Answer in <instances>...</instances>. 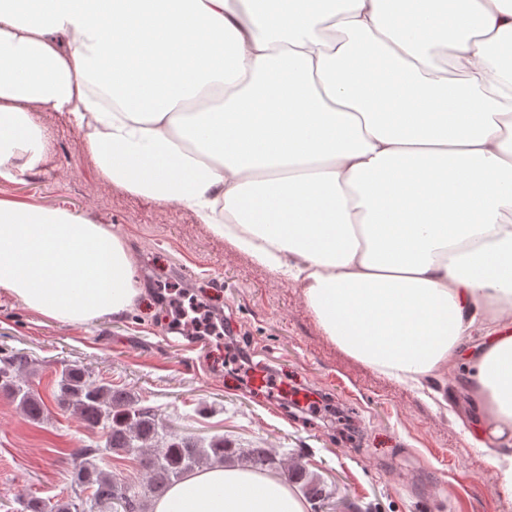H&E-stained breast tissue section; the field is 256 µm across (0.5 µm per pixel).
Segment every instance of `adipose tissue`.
<instances>
[{
    "label": "adipose tissue",
    "instance_id": "obj_1",
    "mask_svg": "<svg viewBox=\"0 0 512 512\" xmlns=\"http://www.w3.org/2000/svg\"><path fill=\"white\" fill-rule=\"evenodd\" d=\"M512 0H0V179L60 112L102 178L176 201L293 279L324 332L403 382L463 364L512 447ZM0 292L60 323L141 293L105 225L0 201ZM480 332L479 345L463 337ZM153 512H307L217 465Z\"/></svg>",
    "mask_w": 512,
    "mask_h": 512
}]
</instances>
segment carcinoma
Returning a JSON list of instances; mask_svg holds the SVG:
<instances>
[{"mask_svg":"<svg viewBox=\"0 0 512 512\" xmlns=\"http://www.w3.org/2000/svg\"><path fill=\"white\" fill-rule=\"evenodd\" d=\"M34 372L33 363L22 355L0 358V392L18 401L17 408L24 419L41 422L44 402L28 385ZM58 387L57 402L63 410L90 428L104 429V445L79 449L73 472L75 486L92 491L93 507L100 512H151L153 503L186 474L217 463L233 462L247 470L275 464L266 449L229 448L222 437L211 439L206 446L177 435L165 441L150 408L140 405V400L129 392L91 379L78 366L62 367ZM107 452L139 456L146 476L121 478L103 470L97 460ZM284 469L289 480L303 482L302 489L309 500L321 503L329 498L323 482L308 477L298 463L287 464ZM17 512H84V508L78 495L54 501L22 496Z\"/></svg>","mask_w":512,"mask_h":512,"instance_id":"1","label":"carcinoma"}]
</instances>
